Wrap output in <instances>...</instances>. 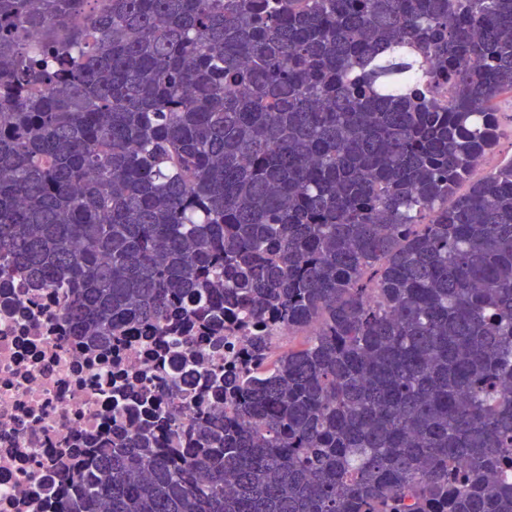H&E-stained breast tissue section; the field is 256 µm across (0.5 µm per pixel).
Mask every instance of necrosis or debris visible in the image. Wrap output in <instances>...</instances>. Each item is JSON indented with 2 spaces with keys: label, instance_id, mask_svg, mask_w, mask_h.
I'll list each match as a JSON object with an SVG mask.
<instances>
[{
  "label": "necrosis or debris",
  "instance_id": "4bbe7bcc",
  "mask_svg": "<svg viewBox=\"0 0 512 512\" xmlns=\"http://www.w3.org/2000/svg\"><path fill=\"white\" fill-rule=\"evenodd\" d=\"M63 295L0 274V512H57L63 467L83 464L113 433L144 431L137 394L161 413L178 401L186 421L223 410L203 377L251 352V332L233 330L218 348L205 336L179 349L143 335L94 350L63 321Z\"/></svg>",
  "mask_w": 512,
  "mask_h": 512
}]
</instances>
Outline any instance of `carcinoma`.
Instances as JSON below:
<instances>
[{"mask_svg": "<svg viewBox=\"0 0 512 512\" xmlns=\"http://www.w3.org/2000/svg\"><path fill=\"white\" fill-rule=\"evenodd\" d=\"M506 92L512 0H0V271L93 348L305 335L58 512H512ZM497 105L499 112H502V124L498 144L492 152V157L504 161L512 158V123L510 121L512 98L509 94H504L497 100Z\"/></svg>", "mask_w": 512, "mask_h": 512, "instance_id": "cac0c4a2", "label": "carcinoma"}]
</instances>
